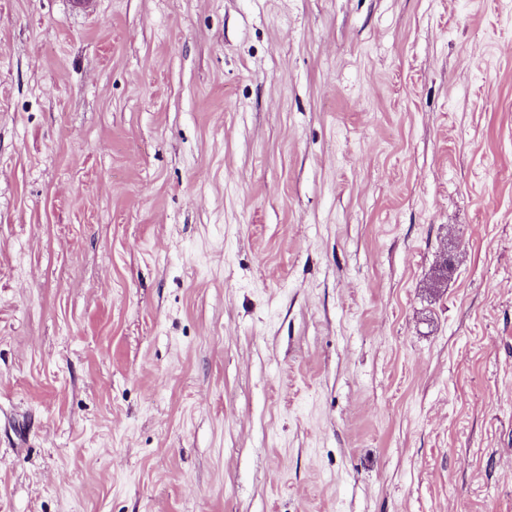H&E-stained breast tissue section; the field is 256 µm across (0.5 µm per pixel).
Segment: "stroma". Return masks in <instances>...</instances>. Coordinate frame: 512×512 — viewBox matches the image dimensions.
Returning <instances> with one entry per match:
<instances>
[{"label": "stroma", "mask_w": 512, "mask_h": 512, "mask_svg": "<svg viewBox=\"0 0 512 512\" xmlns=\"http://www.w3.org/2000/svg\"><path fill=\"white\" fill-rule=\"evenodd\" d=\"M0 512H512V0H0Z\"/></svg>", "instance_id": "obj_1"}]
</instances>
